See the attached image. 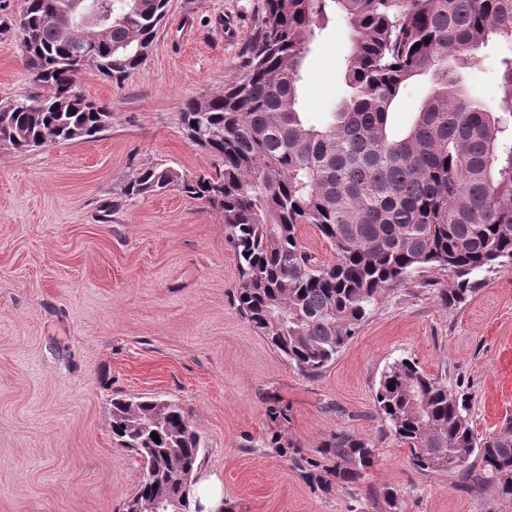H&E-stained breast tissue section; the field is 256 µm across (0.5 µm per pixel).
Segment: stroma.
Segmentation results:
<instances>
[{"label":"stroma","instance_id":"obj_1","mask_svg":"<svg viewBox=\"0 0 512 512\" xmlns=\"http://www.w3.org/2000/svg\"><path fill=\"white\" fill-rule=\"evenodd\" d=\"M20 0H0V105L33 92L13 27ZM262 0H168L146 61L115 81L85 68L77 82L108 106L86 140L18 153L0 148V512H122L143 467L112 436V400L159 396L189 412L201 474H217L229 512H512L489 488L417 471L390 435L374 391L407 357L472 397L478 433L512 419V267L489 273L448 309L412 281L384 293L354 339L319 376L290 366L236 310L239 275L221 213L177 190L128 198L127 179L156 165L214 173L218 160L184 134L190 98L240 73ZM349 29L333 16L302 71L308 119L326 122L344 91ZM483 51L466 78L485 104L499 96L498 61ZM286 409V422L270 408ZM345 429L370 438L364 480L313 488L271 444L281 435L316 457Z\"/></svg>","mask_w":512,"mask_h":512}]
</instances>
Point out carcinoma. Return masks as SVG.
Instances as JSON below:
<instances>
[{"mask_svg": "<svg viewBox=\"0 0 512 512\" xmlns=\"http://www.w3.org/2000/svg\"><path fill=\"white\" fill-rule=\"evenodd\" d=\"M112 14L107 35L84 22L91 5ZM167 0H22L18 29L36 91L0 107V144L17 152L93 137L108 108L81 93L86 66L116 81L147 57ZM340 14L351 35L345 94L330 119L307 122L301 72L317 36ZM71 28L69 37L62 35ZM512 41V0H262V18L240 78L184 102L182 129L219 158L216 174L141 168L130 198L171 188L217 209L234 250L238 312L302 374L315 377L356 335L384 291L426 271L448 273L437 291L448 309L467 301L479 276L512 266V56L501 59L500 94L486 105L463 79L493 42ZM429 91L405 130L390 114L402 89ZM315 226L336 252L325 265L300 240ZM374 401L409 464L456 472L480 495L512 499V421L474 431L468 397L409 358L383 371ZM112 433L151 478L125 503L158 500L190 512L184 479L201 465V438L178 402L112 400ZM157 434L155 442L151 434ZM286 448L316 489L357 483L375 443L338 430L321 464Z\"/></svg>", "mask_w": 512, "mask_h": 512, "instance_id": "1", "label": "carcinoma"}]
</instances>
